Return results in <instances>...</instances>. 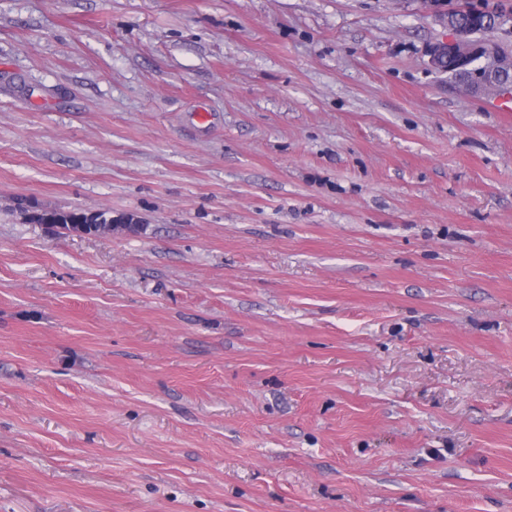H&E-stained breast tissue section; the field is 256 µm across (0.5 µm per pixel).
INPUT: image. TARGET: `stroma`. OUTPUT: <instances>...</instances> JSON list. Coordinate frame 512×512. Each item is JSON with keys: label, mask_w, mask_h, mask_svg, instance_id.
<instances>
[{"label": "stroma", "mask_w": 512, "mask_h": 512, "mask_svg": "<svg viewBox=\"0 0 512 512\" xmlns=\"http://www.w3.org/2000/svg\"><path fill=\"white\" fill-rule=\"evenodd\" d=\"M447 37L0 0V512H512V101ZM57 215V219L60 221L61 224H56V217L52 213L41 214L38 217V222L46 225L49 228L63 230L66 233H79L89 235L88 230L90 229L91 231V225H93L92 219H89L88 222L85 224H68V221L72 219L71 215L64 213H59ZM64 224H67V226H64Z\"/></svg>", "instance_id": "35a3bbf8"}]
</instances>
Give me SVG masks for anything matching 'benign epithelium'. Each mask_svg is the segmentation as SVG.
Masks as SVG:
<instances>
[{
    "label": "benign epithelium",
    "instance_id": "7a95c632",
    "mask_svg": "<svg viewBox=\"0 0 512 512\" xmlns=\"http://www.w3.org/2000/svg\"><path fill=\"white\" fill-rule=\"evenodd\" d=\"M424 8L439 18L448 19V30L451 39L437 42L430 47L429 59L431 66L443 73L449 72L446 67L448 60L455 61L458 69L473 72L475 80L464 87L468 93H484L489 89L500 92V96L512 99V52L498 46L495 34L499 26L491 27L487 20L475 17L463 31L454 26L457 8L451 5V0H422ZM38 222L49 228L60 229L66 233L88 234L92 222L85 224H69L64 226L56 223V217L51 213L42 214Z\"/></svg>",
    "mask_w": 512,
    "mask_h": 512
}]
</instances>
